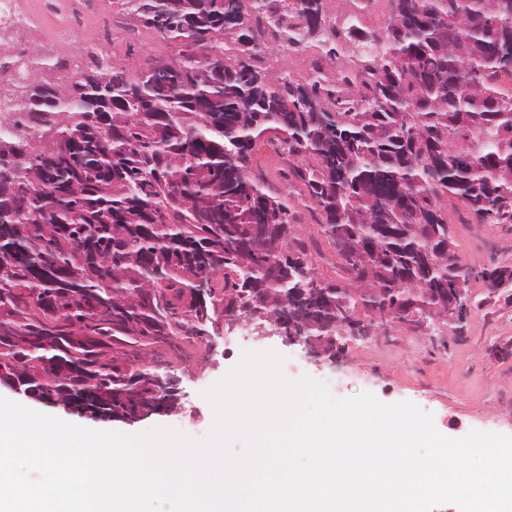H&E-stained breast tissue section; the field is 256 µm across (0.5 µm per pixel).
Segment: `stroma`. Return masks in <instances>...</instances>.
Here are the masks:
<instances>
[{
	"label": "stroma",
	"mask_w": 512,
	"mask_h": 512,
	"mask_svg": "<svg viewBox=\"0 0 512 512\" xmlns=\"http://www.w3.org/2000/svg\"><path fill=\"white\" fill-rule=\"evenodd\" d=\"M327 25L343 27L358 13L364 29L382 30L391 5L373 0L355 11L349 0H324ZM77 19L64 42L36 44L35 55L56 58L79 52L87 43L107 37L106 58L136 68L152 57H173L176 44L163 41L125 10L123 0H103L99 12L87 13L80 0H67L63 13L51 17L49 26ZM319 55L315 49L281 48L265 55L263 67L307 77ZM253 168L271 190L290 199V222L298 247L305 250L318 277L340 282L341 270L334 247L324 238L319 216L302 186L288 177V155L277 139L266 136L254 146ZM442 211L452 228L454 251L462 266L474 274L464 285L468 307L455 321H433L430 330L417 331L406 324L371 327L366 337L345 339L338 362L315 360L304 345L286 343L277 326L265 319L232 327L224 324V279L214 276L215 293L209 299L211 320L204 334L180 335L155 345L149 359L161 372L176 376L182 412L153 414L134 422L96 420L63 406L25 399L0 386V396L67 422L98 430L136 434L164 426L195 439L207 436L213 410L202 393L222 379L241 359L244 350H275L285 358L286 378L302 377L325 384L333 397L351 398L373 393L385 403L410 401L431 413L437 432L460 439L471 431L512 436V223L480 224L458 200L445 198ZM498 268L509 275L498 290H491L483 270Z\"/></svg>",
	"instance_id": "1"
}]
</instances>
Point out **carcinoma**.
Listing matches in <instances>:
<instances>
[{
    "mask_svg": "<svg viewBox=\"0 0 512 512\" xmlns=\"http://www.w3.org/2000/svg\"><path fill=\"white\" fill-rule=\"evenodd\" d=\"M125 0L141 23L181 44L168 82L151 59L136 72L99 62L57 83L30 62L0 93V385L95 419L150 413L161 372L119 362L210 319L198 280L224 275V297L304 322L362 303L375 317L448 315L466 282L439 200L481 224L512 223V0H390L384 31L351 16L338 30L311 0ZM282 42L338 57L334 81L273 74L257 52ZM271 133L319 211L348 284L323 282L294 249L288 197L253 171Z\"/></svg>",
    "mask_w": 512,
    "mask_h": 512,
    "instance_id": "carcinoma-1",
    "label": "carcinoma"
}]
</instances>
